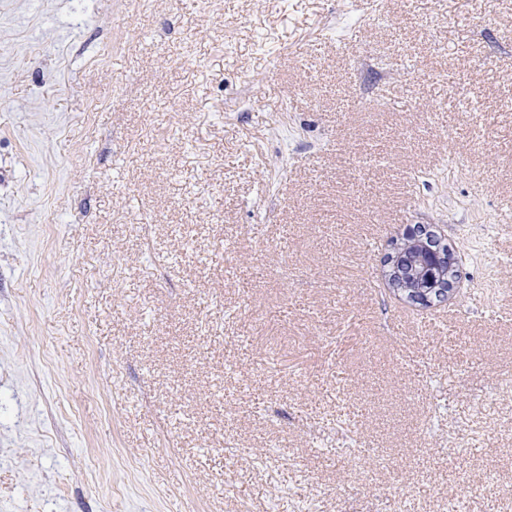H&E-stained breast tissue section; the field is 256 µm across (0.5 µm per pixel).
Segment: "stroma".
Segmentation results:
<instances>
[{"instance_id":"obj_1","label":"stroma","mask_w":512,"mask_h":512,"mask_svg":"<svg viewBox=\"0 0 512 512\" xmlns=\"http://www.w3.org/2000/svg\"><path fill=\"white\" fill-rule=\"evenodd\" d=\"M506 199L512 0H0V512H512ZM416 234L420 237H416L411 242L410 241H404L403 243L397 244L392 248V251L389 253L388 257L384 261V266L386 267V277L388 280V284H390L392 287L395 288H406L405 283L403 281L402 274L400 272L399 266H398V258H397V252L398 249L403 245L407 246H418L422 248H428V246L425 243V240L432 239L433 236H438L433 230H430L426 227H419L415 230ZM395 288L393 290L395 291Z\"/></svg>"}]
</instances>
